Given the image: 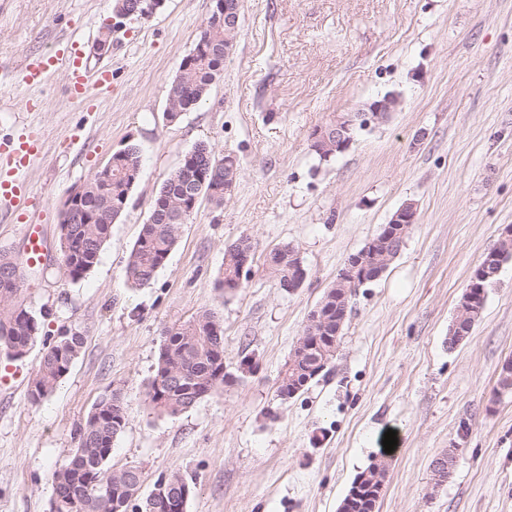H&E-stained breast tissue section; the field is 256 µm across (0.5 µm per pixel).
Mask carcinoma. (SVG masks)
Masks as SVG:
<instances>
[{
    "label": "carcinoma",
    "mask_w": 512,
    "mask_h": 512,
    "mask_svg": "<svg viewBox=\"0 0 512 512\" xmlns=\"http://www.w3.org/2000/svg\"><path fill=\"white\" fill-rule=\"evenodd\" d=\"M207 40L196 38L191 54L193 63L182 65L172 82L168 104L179 118L207 99L213 84L224 70V41L228 34L222 26H206ZM121 164L112 167L106 178L94 177L85 183L83 207L97 216L90 223L59 224V249L62 267L73 279L84 277L98 262L100 252L109 238L112 224L122 212L117 207L121 199L129 197L132 181L140 169V151L130 145L121 150ZM240 168L224 166V157L216 155L205 143L196 144L185 154L180 165L167 174L157 193L151 213L154 221L141 226L125 266L128 281L138 286L151 283L158 269L164 265L178 242L181 226L189 217H181L179 208L186 189L204 182L199 194L214 206H224V194L212 188L235 182ZM240 239L228 246L224 254V268L216 279L217 288L239 279L235 262L236 249L245 243ZM290 245L271 249L266 255V270L281 288L288 286L293 275L288 260ZM19 260L0 250V353L19 360L38 342L43 341V352L32 379L29 396L38 403L56 388L69 372L84 345V338L69 330L55 336H42V322L26 305ZM221 324L217 313L202 308L191 319L165 330L161 341L153 377L145 390L147 405L160 415L176 416L206 397L219 395L224 390V364L216 362L214 325ZM163 386L166 397H157L158 386ZM123 402L121 392L115 390L94 405L84 423L75 430L76 448L63 464L51 474L54 498L51 512H112V482L128 483L125 497L126 512H150L148 498L138 493L142 474L136 467L116 477L108 467L112 447L124 432L126 410L114 409V403ZM365 488L361 500L362 512H371L374 501L381 496L378 486L384 484L385 474L371 465L357 475Z\"/></svg>",
    "instance_id": "cac0c4a2"
}]
</instances>
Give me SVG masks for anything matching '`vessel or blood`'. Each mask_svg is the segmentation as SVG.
<instances>
[{
  "instance_id": "1",
  "label": "vessel or blood",
  "mask_w": 512,
  "mask_h": 512,
  "mask_svg": "<svg viewBox=\"0 0 512 512\" xmlns=\"http://www.w3.org/2000/svg\"><path fill=\"white\" fill-rule=\"evenodd\" d=\"M64 66L68 73V97L74 104L83 106L96 97L103 86L109 85L111 73L100 69L89 71L84 65L80 54L73 42L62 41L48 54L35 60L25 61L18 78L28 87L40 85L48 80L57 66ZM43 144L41 140L29 133H20L13 138L7 151H0V164L8 163L14 169L26 167L38 154ZM26 191L14 179L0 174V205L13 209L19 201L25 200ZM27 247L21 260L22 267L40 263L44 258V247L41 231L37 225L29 224L25 227Z\"/></svg>"
}]
</instances>
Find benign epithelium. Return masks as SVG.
Instances as JSON below:
<instances>
[{"instance_id":"7a95c632","label":"benign epithelium","mask_w":512,"mask_h":512,"mask_svg":"<svg viewBox=\"0 0 512 512\" xmlns=\"http://www.w3.org/2000/svg\"><path fill=\"white\" fill-rule=\"evenodd\" d=\"M210 20L218 25L222 24L231 33L238 29L239 12L232 9L226 0H212ZM390 112V100L383 99L375 102L368 113L359 112L348 117L339 118L332 125L321 127L314 135L316 139L333 138L336 140V149H346L352 141L351 128L357 124L367 125L372 121L383 120ZM83 187H77L68 195L63 203L62 211L72 221H91V214L81 208ZM415 220V210L412 207H401L392 220L381 226L380 233L372 238L362 249L350 254L343 268L336 275L339 282H349L359 287L378 278L376 269L380 261L388 253L401 250L406 239L407 230ZM500 257L494 250L484 256L480 266L472 275L462 298V303L468 311L480 308L486 297L487 280L499 274L502 265ZM349 293L342 288L327 291L326 297L321 299L310 312L307 325L309 331L296 343L285 369L280 374L277 383L279 397L288 400L296 396L288 392V371L307 365L313 358L314 350L327 345L333 346L342 333L349 312ZM435 483L445 482L452 472L447 462V456L437 457L433 463ZM193 494L189 484H183L177 492L167 487V478L163 477L156 482L150 495V507L163 505L166 512H186V504Z\"/></svg>"}]
</instances>
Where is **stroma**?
<instances>
[{
  "mask_svg": "<svg viewBox=\"0 0 512 512\" xmlns=\"http://www.w3.org/2000/svg\"><path fill=\"white\" fill-rule=\"evenodd\" d=\"M211 10V0H164L150 18L115 26L112 0H0V140L26 131L44 142L21 176L44 197L33 214L47 244L23 275L27 302L44 333L84 338L37 404L41 347L0 355V512H51L52 471L114 389L127 425L110 467H138L147 491L163 470L193 478L187 512H338L356 475L383 458L378 512H512V390L497 384L512 358V260L471 336L448 345L474 270L512 227V0H243L221 78L168 122L170 85ZM105 36L109 51L95 55ZM66 38L88 69L112 70V93L95 107L70 103L64 67L37 88L16 80L25 60ZM386 97L395 109L355 130L343 152L325 162L311 151L316 127ZM202 141L239 158L233 194L220 208L200 201L152 282L128 284L127 257L163 179ZM131 144L140 177L96 266L71 279L57 248L62 204ZM407 203L412 231L354 294L327 373L280 399L310 311ZM243 237L255 244L252 274L222 292L224 252ZM285 244L307 271L293 291L263 268ZM205 306L223 322L228 370L246 358L257 370L182 414L157 415L145 388L162 333ZM450 450L452 473L435 485L432 463Z\"/></svg>",
  "mask_w": 512,
  "mask_h": 512,
  "instance_id": "35a3bbf8",
  "label": "stroma"
}]
</instances>
